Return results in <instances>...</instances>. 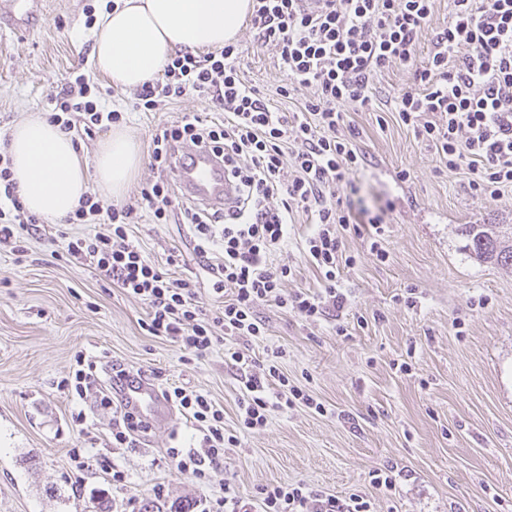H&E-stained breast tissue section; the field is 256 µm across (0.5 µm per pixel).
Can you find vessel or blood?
Returning a JSON list of instances; mask_svg holds the SVG:
<instances>
[{"label":"vessel or blood","instance_id":"b4317fda","mask_svg":"<svg viewBox=\"0 0 512 512\" xmlns=\"http://www.w3.org/2000/svg\"><path fill=\"white\" fill-rule=\"evenodd\" d=\"M45 0H0V30L27 28L29 20L42 14ZM175 179L184 197L196 204L226 211L239 204V189L224 173V161L207 147L181 151L176 156ZM122 399L128 410L143 419L163 423L173 410L160 391L143 381L124 389Z\"/></svg>","mask_w":512,"mask_h":512}]
</instances>
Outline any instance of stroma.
Wrapping results in <instances>:
<instances>
[{
	"instance_id": "stroma-1",
	"label": "stroma",
	"mask_w": 512,
	"mask_h": 512,
	"mask_svg": "<svg viewBox=\"0 0 512 512\" xmlns=\"http://www.w3.org/2000/svg\"><path fill=\"white\" fill-rule=\"evenodd\" d=\"M105 0H46L39 23L0 38V134L31 112L47 109L54 82L78 67L91 74L143 163L127 194L157 177L148 163L158 127L184 114L213 116L211 103L187 94L158 112H133L134 96L112 87L90 64L92 32ZM244 81L273 95L280 111H299L306 88L276 97L283 72L276 51L259 46L251 26L236 40ZM410 73L392 67L380 79L375 110L349 112L369 164L357 178L361 208H386V260L365 237L348 235L356 263L341 269L350 308L347 335L333 321L315 324L270 306L258 309L268 328L253 344L259 359L282 352L291 386L320 409L298 404L274 413L262 430L239 428V372L223 351L185 359L171 340L149 335L145 304L101 280L86 266L52 258L44 240L27 241L15 257L0 248V512H221L225 487L249 496L263 486L302 482L339 497L362 494L373 512H512V270L475 259L465 224H512V189L472 198L464 171L443 172L434 153L398 124L392 99L412 88ZM407 170L411 182L397 181ZM311 226L298 215L288 247L273 264H290L288 291L314 289L319 274L302 247ZM132 234L152 260L177 252L176 276L197 286L207 309L219 300L193 250L187 225L142 216ZM107 355L129 370L152 371L159 387L190 386L224 409L237 446L207 485L181 474L169 448L191 431L180 414L151 426L137 447L114 448L111 410L95 392L78 398L61 388L77 354ZM87 420L73 421L75 412ZM93 458L77 472L72 449ZM396 466L392 489L370 485L375 469ZM125 474L113 481V470ZM83 490L74 493L75 480Z\"/></svg>"
}]
</instances>
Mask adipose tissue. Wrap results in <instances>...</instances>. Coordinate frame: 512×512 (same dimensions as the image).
Listing matches in <instances>:
<instances>
[{"mask_svg": "<svg viewBox=\"0 0 512 512\" xmlns=\"http://www.w3.org/2000/svg\"><path fill=\"white\" fill-rule=\"evenodd\" d=\"M251 11L252 0H115L95 27L92 61L114 87L135 90L154 79L175 51L236 41ZM0 149L25 209L53 222L73 213L93 183L121 200L141 164L136 142L121 128L85 161L72 136L42 112L13 125Z\"/></svg>", "mask_w": 512, "mask_h": 512, "instance_id": "obj_1", "label": "adipose tissue"}]
</instances>
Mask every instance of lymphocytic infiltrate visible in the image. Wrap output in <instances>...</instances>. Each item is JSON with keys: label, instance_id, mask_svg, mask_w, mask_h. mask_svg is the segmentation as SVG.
Returning a JSON list of instances; mask_svg holds the SVG:
<instances>
[{"label": "lymphocytic infiltrate", "instance_id": "1", "mask_svg": "<svg viewBox=\"0 0 512 512\" xmlns=\"http://www.w3.org/2000/svg\"><path fill=\"white\" fill-rule=\"evenodd\" d=\"M433 14L434 0H253L251 25L261 45L276 50L283 72L277 94L289 96L296 85L312 91L300 113L278 111L265 93L245 83L236 45L203 55L176 52L160 78L138 89L135 109L156 112L192 92L211 102L222 119L187 113L158 128L150 154L157 179L120 206H103L95 194H85L68 221L100 225V232H64L50 240L57 254L142 300L151 335L170 339L198 358L223 348L225 362L247 374L238 400L244 430L265 428L272 410L310 397L289 386L275 364L260 363L232 346V338L266 336L257 313L263 305L311 322L343 313L347 296L338 286L340 266L356 262L346 252V231L367 235L371 253L387 257L380 241L383 215L364 221L356 216L355 177L367 158L355 145L359 132L346 124L344 106L373 110L379 77L396 65L407 68L414 87L394 99L400 122L446 170L467 169L474 198L493 199L512 188V0H451L452 20L436 34L423 61L418 35ZM48 105L51 122L80 136L123 119L122 112L104 108L94 82L83 73L58 79ZM187 145H206L223 155L226 172L241 189L234 212L179 203L166 171L173 149ZM144 211L157 224L168 223L176 212L190 226L212 290L223 300L214 313L199 304L188 280L170 273L175 256L162 265L152 262L132 239L129 227ZM299 213L313 226L303 251L321 284L290 292L285 284L291 266L273 264L271 257L286 249L288 226ZM43 229L17 196L9 160L0 153V245L25 253V238H42ZM100 367L110 373L101 403L112 410L111 443L135 447L147 425L126 410L120 393L131 379L146 374L111 360L100 366L80 355L76 395L96 384ZM162 395L193 431L189 446L169 449L170 458L179 472L211 481L224 465L225 449L239 441L225 431L223 409L185 386L165 387ZM371 507L365 496L341 498L300 482L260 488L252 499L231 492L224 497V512H372Z\"/></svg>", "mask_w": 512, "mask_h": 512}]
</instances>
